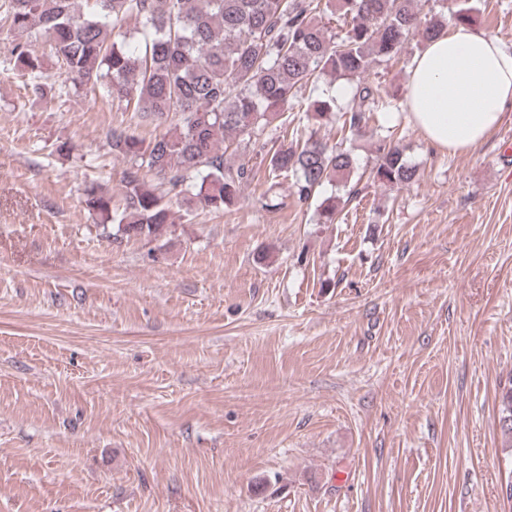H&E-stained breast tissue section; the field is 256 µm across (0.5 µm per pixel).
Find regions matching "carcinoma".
<instances>
[{
	"mask_svg": "<svg viewBox=\"0 0 512 512\" xmlns=\"http://www.w3.org/2000/svg\"><path fill=\"white\" fill-rule=\"evenodd\" d=\"M455 22L471 21L469 0H449ZM141 25L139 47L127 45V24ZM15 35L8 46L13 67L29 78L41 101L80 97L98 87L139 121L168 125L145 140L110 128L105 141L126 164L119 203L92 185L85 209L102 238L159 240L170 226L172 202L183 198L213 212L235 205L253 176L249 162L232 168L224 154L237 140L259 136L283 115L297 93L322 76L356 81L352 102L310 98L306 119L319 126L344 117L352 136L369 131L378 111L379 87L365 81L377 64L399 56L415 37L441 32L422 22L414 0H0V21ZM344 33H336L332 24ZM46 38L49 56L62 65L59 88L44 82V56L23 35ZM375 181L407 186L417 169L390 139L375 143ZM268 174H289L298 199L307 201L326 183L348 182L352 155L337 142L314 136L282 140L266 153ZM156 180L147 181L143 171ZM341 200L317 205L318 223L333 224ZM498 427L512 448V376L501 387Z\"/></svg>",
	"mask_w": 512,
	"mask_h": 512,
	"instance_id": "obj_1",
	"label": "carcinoma"
}]
</instances>
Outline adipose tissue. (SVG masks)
<instances>
[{"mask_svg":"<svg viewBox=\"0 0 512 512\" xmlns=\"http://www.w3.org/2000/svg\"><path fill=\"white\" fill-rule=\"evenodd\" d=\"M410 121L434 146L465 153L512 107V52L469 23L427 41L407 81Z\"/></svg>","mask_w":512,"mask_h":512,"instance_id":"obj_1","label":"adipose tissue"}]
</instances>
